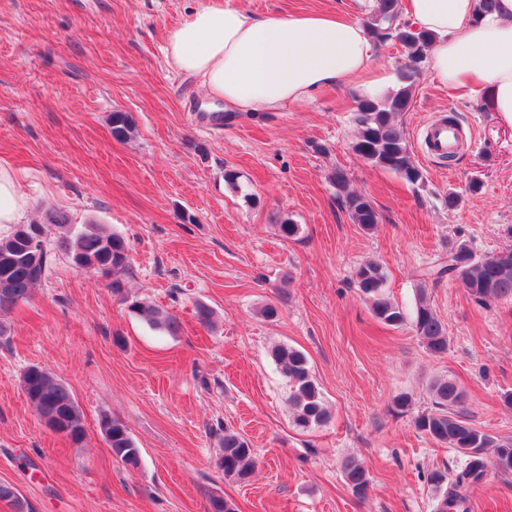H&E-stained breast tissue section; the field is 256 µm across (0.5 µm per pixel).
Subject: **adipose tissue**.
Listing matches in <instances>:
<instances>
[{
    "instance_id": "adipose-tissue-1",
    "label": "adipose tissue",
    "mask_w": 512,
    "mask_h": 512,
    "mask_svg": "<svg viewBox=\"0 0 512 512\" xmlns=\"http://www.w3.org/2000/svg\"><path fill=\"white\" fill-rule=\"evenodd\" d=\"M416 28L433 34V80L484 96L512 125V0L492 11L478 0H403ZM168 63L199 80L225 110L261 114L301 102L317 90L373 73L366 29L332 11L260 17L233 0H208L170 30Z\"/></svg>"
}]
</instances>
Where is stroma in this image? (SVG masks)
<instances>
[{
	"mask_svg": "<svg viewBox=\"0 0 512 512\" xmlns=\"http://www.w3.org/2000/svg\"><path fill=\"white\" fill-rule=\"evenodd\" d=\"M207 0H0V165L28 201L24 223L66 212L75 227L122 236L132 257L130 296L178 316L171 336L151 329L97 274L57 249L46 225L49 266L29 301L0 315V482L29 512H210L220 495L238 512H434L428 477L456 476L463 455L391 411L428 383L452 377L472 422L512 439V298L480 303L453 278L425 272L466 243L476 255L512 247V127L477 96L448 93L419 65L400 116L423 173L412 185L352 149L357 100L396 93L408 63L395 43L375 44L386 81L317 91L259 118L212 124L224 106L199 81L171 68L167 34ZM258 16L334 10L363 20L375 0H233ZM135 119L112 136V113ZM454 115L465 144L452 160L428 158L425 126ZM349 188L379 219L363 231L330 181ZM240 173V190L224 181ZM456 208H449V194ZM298 224L291 239L276 222ZM367 259L386 274L385 293L409 307L418 284L448 330V350L426 351L411 326L380 324L354 271ZM215 324L195 317L196 302ZM274 303L278 315L259 309ZM278 344L305 352L331 411L309 431L293 423L289 387L270 356ZM31 365L71 390L86 437L71 443L47 427L21 375ZM122 420L141 450L132 468L113 458L102 415ZM256 452L244 481L216 466L225 428ZM358 460L370 481L354 497L342 473ZM471 512H512V472L490 470L467 492Z\"/></svg>",
	"mask_w": 512,
	"mask_h": 512,
	"instance_id": "35a3bbf8",
	"label": "stroma"
}]
</instances>
